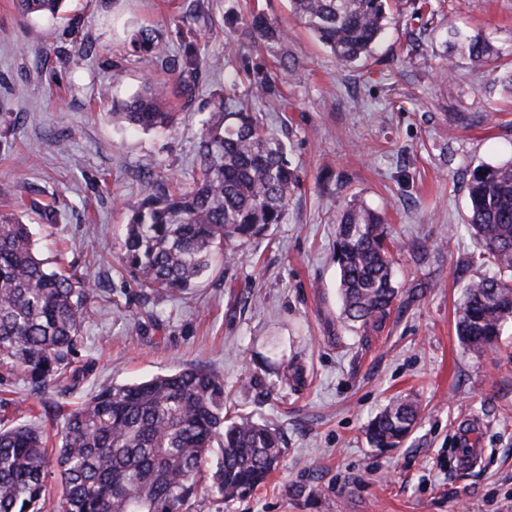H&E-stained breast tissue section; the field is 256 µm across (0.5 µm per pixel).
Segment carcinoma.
Segmentation results:
<instances>
[{"instance_id": "carcinoma-1", "label": "carcinoma", "mask_w": 512, "mask_h": 512, "mask_svg": "<svg viewBox=\"0 0 512 512\" xmlns=\"http://www.w3.org/2000/svg\"><path fill=\"white\" fill-rule=\"evenodd\" d=\"M64 0H16L24 15L59 14ZM394 0H289L290 13L336 61L348 67L371 55ZM224 23L237 33L235 50L260 42L267 48L288 41L287 26L262 12L243 19L234 6ZM196 30L180 22L165 42L146 29L133 40L149 48L179 79L146 80L128 101L112 104V120L133 127L172 128L178 113L171 96L191 107L196 79L217 61L201 55ZM463 49L472 63L489 64L494 49L471 38ZM279 73L245 72L250 92L224 88L208 115L197 122V176L171 190L173 179L154 174V192L134 209L122 241V262L136 287L154 296L188 290L219 256L282 224L299 184L285 142L256 112L265 99L281 97L280 83L298 75L284 53ZM468 229L482 243L472 258L494 273L466 285L456 330L473 349L491 347L512 326V159L480 164L469 173ZM382 217L352 201L336 220V264L340 317L353 328L376 327L391 315L399 295ZM89 269H49L35 251L28 225L0 213V369L21 376L34 391L49 383L73 390L89 366L71 367L97 289ZM412 401L390 403L369 424L378 448H396L418 423ZM220 441L208 476V491L231 500L260 484L286 453L279 432L240 416L224 414V380L187 366L131 383H104L68 414L56 452L45 431L0 422V512H44L51 455H56L63 494L58 512H194L202 464Z\"/></svg>"}]
</instances>
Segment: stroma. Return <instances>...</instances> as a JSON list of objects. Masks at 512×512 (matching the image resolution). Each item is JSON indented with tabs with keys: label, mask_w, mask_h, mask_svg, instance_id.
Returning <instances> with one entry per match:
<instances>
[{
	"label": "stroma",
	"mask_w": 512,
	"mask_h": 512,
	"mask_svg": "<svg viewBox=\"0 0 512 512\" xmlns=\"http://www.w3.org/2000/svg\"><path fill=\"white\" fill-rule=\"evenodd\" d=\"M286 24L302 77L286 80V107L265 102L302 183L285 223L214 261L190 291L143 297L120 260L131 208L163 169L189 181L197 115L224 95L240 59L199 81L191 111L178 99L174 130L123 129L112 105L161 65L144 70L130 41L141 28L167 37L189 0H65L58 18L23 16L0 0V213L30 224L50 267L95 272L99 298L75 365H90L70 397L36 396L0 381L7 415L57 434L68 412L104 382L151 378L184 366L224 380L226 407L275 427L286 453L261 487L196 512H512V326L493 347H465L456 306L479 242L466 231L467 180L479 163L512 158V89L474 67L462 39L481 36L512 69V0H431L412 18L398 7L374 54L341 67L288 10V0H236ZM198 45L223 55L235 37L226 0H200ZM378 210L395 242L399 299L377 328L339 317L333 260L337 213ZM52 201L48 224L30 208ZM298 377L284 379L285 367ZM420 406L403 445L372 447L366 429L395 397Z\"/></svg>",
	"instance_id": "35a3bbf8"
}]
</instances>
